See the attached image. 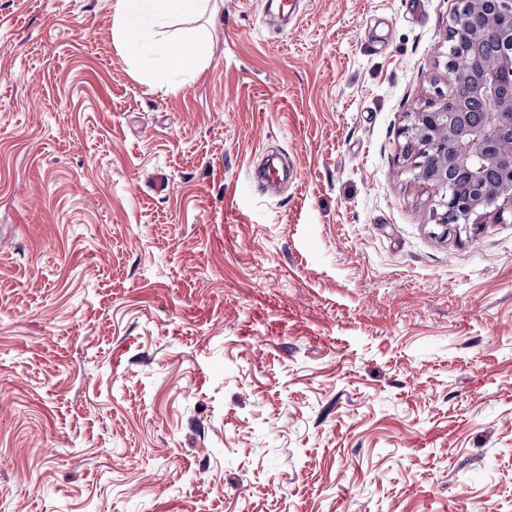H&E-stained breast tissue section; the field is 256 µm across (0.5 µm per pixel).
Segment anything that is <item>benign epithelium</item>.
Masks as SVG:
<instances>
[{"label": "benign epithelium", "instance_id": "1", "mask_svg": "<svg viewBox=\"0 0 512 512\" xmlns=\"http://www.w3.org/2000/svg\"><path fill=\"white\" fill-rule=\"evenodd\" d=\"M463 4L464 11L450 26L448 42L461 36L492 38L499 42L500 54L494 64L484 66L473 57L450 50L446 53L448 75H472L476 95L495 97L501 83L512 79V0H463ZM443 98L441 94L410 113L404 134L409 142L419 139L425 143V154L409 159L415 168L426 162L435 169L440 206L468 224L472 216L500 199H512L511 191L483 180L484 168L495 164L512 185V98L497 100L495 111L480 126L470 125L461 109L448 111ZM450 173L467 183L469 195L461 196L447 186Z\"/></svg>", "mask_w": 512, "mask_h": 512}]
</instances>
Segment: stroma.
I'll return each instance as SVG.
<instances>
[{"label": "stroma", "instance_id": "1", "mask_svg": "<svg viewBox=\"0 0 512 512\" xmlns=\"http://www.w3.org/2000/svg\"><path fill=\"white\" fill-rule=\"evenodd\" d=\"M113 2L0 0V512H512V201L404 156L462 0H218L175 95Z\"/></svg>", "mask_w": 512, "mask_h": 512}]
</instances>
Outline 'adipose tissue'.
Listing matches in <instances>:
<instances>
[{"label":"adipose tissue","mask_w":512,"mask_h":512,"mask_svg":"<svg viewBox=\"0 0 512 512\" xmlns=\"http://www.w3.org/2000/svg\"><path fill=\"white\" fill-rule=\"evenodd\" d=\"M217 0H115L112 35L120 48H137L139 66L151 68L148 53L158 44H167L163 67L167 92H180L189 79L207 65V38L197 32L170 35L171 18L193 19L214 12Z\"/></svg>","instance_id":"1"}]
</instances>
